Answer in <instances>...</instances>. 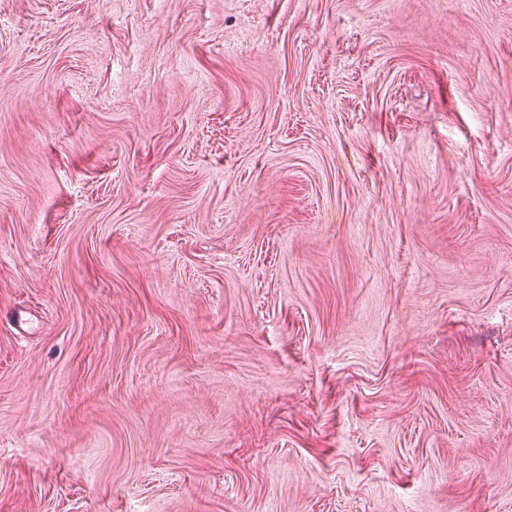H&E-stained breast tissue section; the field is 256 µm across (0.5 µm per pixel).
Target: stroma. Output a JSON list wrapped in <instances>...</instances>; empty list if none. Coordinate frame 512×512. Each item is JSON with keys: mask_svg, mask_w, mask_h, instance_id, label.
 Instances as JSON below:
<instances>
[{"mask_svg": "<svg viewBox=\"0 0 512 512\" xmlns=\"http://www.w3.org/2000/svg\"><path fill=\"white\" fill-rule=\"evenodd\" d=\"M0 512H512V0H0Z\"/></svg>", "mask_w": 512, "mask_h": 512, "instance_id": "obj_1", "label": "stroma"}]
</instances>
